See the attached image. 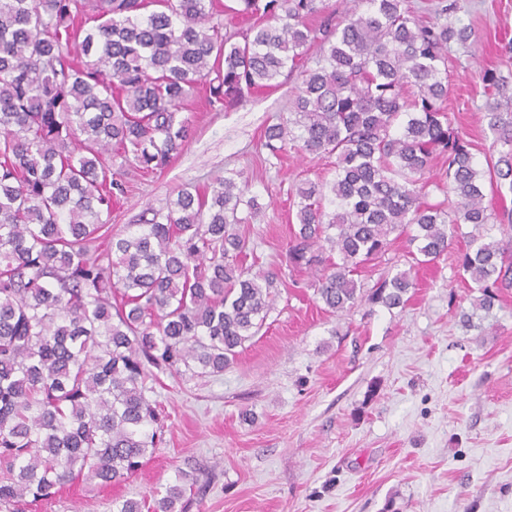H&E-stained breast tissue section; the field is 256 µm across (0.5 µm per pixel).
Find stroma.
I'll return each instance as SVG.
<instances>
[{
    "instance_id": "1",
    "label": "stroma",
    "mask_w": 512,
    "mask_h": 512,
    "mask_svg": "<svg viewBox=\"0 0 512 512\" xmlns=\"http://www.w3.org/2000/svg\"><path fill=\"white\" fill-rule=\"evenodd\" d=\"M459 5L473 35L447 53L445 107L482 163L498 151L481 75L493 69L512 84V0ZM299 82L291 73L221 110L185 102L192 134L182 153L157 173L121 169L124 193L107 218L109 234H120L182 187L237 177L262 205L239 227L250 241L243 264L281 277L264 327L223 373L153 371L163 441L135 476L78 480L22 512H112L181 472L192 485L186 512H512V284L465 328L478 291L458 267L464 239L417 265L402 237L357 279L369 287L408 272L405 308L327 311L314 271L291 268L288 249L296 184L331 179L335 159L264 145L266 128L290 118ZM485 204L497 217L494 239L512 254V183L487 189Z\"/></svg>"
}]
</instances>
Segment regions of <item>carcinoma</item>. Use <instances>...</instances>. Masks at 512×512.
Returning <instances> with one entry per match:
<instances>
[{"instance_id": "obj_1", "label": "carcinoma", "mask_w": 512, "mask_h": 512, "mask_svg": "<svg viewBox=\"0 0 512 512\" xmlns=\"http://www.w3.org/2000/svg\"><path fill=\"white\" fill-rule=\"evenodd\" d=\"M266 21L224 32L215 0H0V503L47 500L76 479L124 481L161 443L146 396L147 368L218 374L265 325L278 275L243 266L237 226L260 213L231 177L210 191L179 190L140 223L92 251L122 183L105 154L146 174L189 139L184 102L205 92L223 109L298 67L294 118L275 143L336 156L330 181L295 187L289 261L320 269L318 299L334 313L362 298L357 268L406 234L418 264L447 253L462 226L459 267L493 309L511 269L490 238L485 174L451 127L445 52L472 28L423 25L405 0H364L320 29L322 0H237ZM94 25H87L88 21ZM483 110L512 180L507 81L487 71ZM447 156L448 204L421 194L435 153ZM336 254L326 264L325 254ZM414 288L400 272L367 300L393 309ZM184 476L153 497L183 512Z\"/></svg>"}]
</instances>
